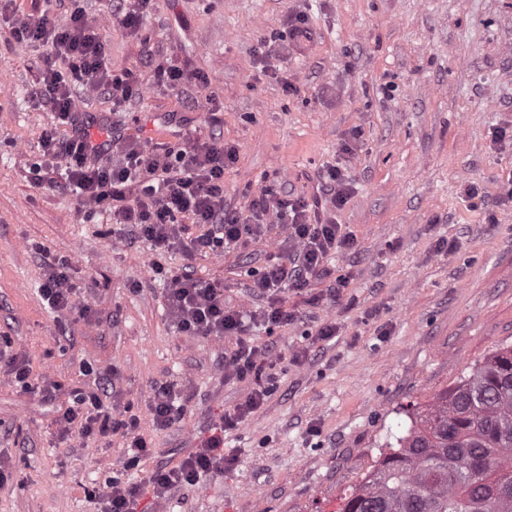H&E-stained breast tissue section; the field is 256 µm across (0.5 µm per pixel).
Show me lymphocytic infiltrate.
I'll use <instances>...</instances> for the list:
<instances>
[{
  "instance_id": "obj_1",
  "label": "lymphocytic infiltrate",
  "mask_w": 512,
  "mask_h": 512,
  "mask_svg": "<svg viewBox=\"0 0 512 512\" xmlns=\"http://www.w3.org/2000/svg\"><path fill=\"white\" fill-rule=\"evenodd\" d=\"M11 30L18 44L49 47L41 99L59 122L73 128L72 135L66 137L43 134V157L28 166L33 183L46 178L51 163L61 164V186L80 198L87 219L101 217L122 225L130 242L145 241L157 251L178 245L190 257L220 255L245 246L264 224L276 223L285 231L284 246L268 258L249 285L250 295L261 302L259 309L247 312L226 305L223 285L202 281L190 263L167 280L165 298L177 332L238 336L235 349L224 356V376L249 382L250 391L242 403L221 416L199 448L176 466L150 474V490L155 498L164 499L172 489L196 484L201 475L223 472L235 463V456L224 451L225 432L238 429L261 409L275 386L271 348L243 343L242 335L258 320L269 327L297 321V309L286 305L281 291L302 292L311 279L318 278L328 282L326 295L335 296L346 280L331 277L325 261L336 252L353 249L356 240L326 208L299 196L280 194L270 186L253 201L250 214L228 208L224 170L236 151L223 139L203 141L185 133L173 145L130 136L95 140L89 125L79 120L77 92L92 89L118 107L139 95L140 89L132 71L108 67L105 45L84 11H74L62 22L47 14L32 23L16 20ZM188 222L205 225V233L186 237L184 225ZM46 267L40 292L48 306L89 318L90 306L72 300L76 286L69 275L70 262L50 258ZM11 347V338L0 336V374L19 392L53 401L58 384L32 378L25 358ZM108 394L105 383L92 389L74 388L70 405L57 419L58 433L63 437L75 431L86 437L122 435L131 463H138L148 452L146 440L137 432L138 420L113 415ZM190 401V395L174 385H158L149 405L155 426L165 428L180 421Z\"/></svg>"
}]
</instances>
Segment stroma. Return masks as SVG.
I'll return each instance as SVG.
<instances>
[{"instance_id": "obj_1", "label": "stroma", "mask_w": 512, "mask_h": 512, "mask_svg": "<svg viewBox=\"0 0 512 512\" xmlns=\"http://www.w3.org/2000/svg\"><path fill=\"white\" fill-rule=\"evenodd\" d=\"M81 5L108 66L141 82L118 108L82 95L96 140L221 137L237 150L224 201L245 213L265 186L318 198L323 175L339 168L350 193L334 215L357 241L329 262L348 279L335 298L308 304L324 288L312 281L308 294L286 296L300 311L294 324L250 331L280 362L273 394L224 440L236 464L164 501L144 487L138 512H341L437 394L512 346V0H153L145 36L205 72L203 90L155 83L108 0ZM300 13L308 31L296 38ZM264 43L278 56H261ZM42 69L0 26V333L34 377L60 385L47 404L0 376V512H97L91 494L106 480L144 486L207 439L249 386L224 377L235 337L178 333L165 311L164 275L185 264L183 250L154 273L147 244L85 222L75 196L30 180L43 131L72 132L41 104ZM282 236L265 226L244 249L197 257V274L223 282L226 302L251 307L248 273ZM39 244L70 260L90 321L43 300ZM325 322L336 335L317 340ZM107 377L115 412L134 414L151 448L138 465L120 436L57 437L71 389ZM158 382L194 395L163 430L148 411Z\"/></svg>"}]
</instances>
